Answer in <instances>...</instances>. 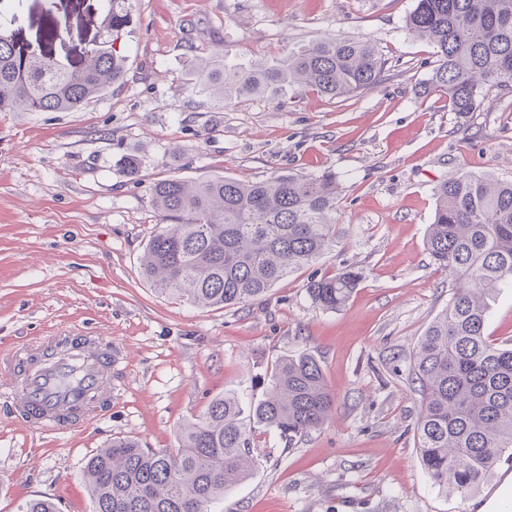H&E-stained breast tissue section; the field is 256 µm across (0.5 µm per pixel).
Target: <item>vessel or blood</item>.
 <instances>
[{
    "instance_id": "obj_1",
    "label": "vessel or blood",
    "mask_w": 512,
    "mask_h": 512,
    "mask_svg": "<svg viewBox=\"0 0 512 512\" xmlns=\"http://www.w3.org/2000/svg\"><path fill=\"white\" fill-rule=\"evenodd\" d=\"M112 339L51 336L0 356V396L34 430L87 426L112 406Z\"/></svg>"
}]
</instances>
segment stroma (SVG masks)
<instances>
[{"instance_id":"1","label":"stroma","mask_w":512,"mask_h":512,"mask_svg":"<svg viewBox=\"0 0 512 512\" xmlns=\"http://www.w3.org/2000/svg\"><path fill=\"white\" fill-rule=\"evenodd\" d=\"M415 0H129L115 44L125 75L76 112L0 113V352L63 332L111 336L112 407L89 427L29 431L0 397V512L48 498L94 512L88 459L113 438L178 446L181 425L217 396L260 398L268 366L302 352L335 396L334 421L303 439L258 435L257 467L214 512H477L512 499L499 464L461 498L433 488L412 424L410 355L453 282L426 250L433 188L456 170L512 180V93L485 87L467 117L417 89L436 65L409 36ZM102 0H6L0 29L19 46L79 64L105 41ZM325 37L367 40L387 61L372 90L310 89L217 105L190 59L223 45L240 62L275 59ZM141 160L129 173L125 159ZM335 171L346 235L261 300L199 308L158 293L141 257L161 217L150 185L227 175ZM352 266L362 282L336 311L306 294L313 274Z\"/></svg>"}]
</instances>
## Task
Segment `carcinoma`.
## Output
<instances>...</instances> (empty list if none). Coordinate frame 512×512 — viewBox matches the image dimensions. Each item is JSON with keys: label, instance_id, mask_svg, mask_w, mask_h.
Masks as SVG:
<instances>
[{"label": "carcinoma", "instance_id": "obj_1", "mask_svg": "<svg viewBox=\"0 0 512 512\" xmlns=\"http://www.w3.org/2000/svg\"><path fill=\"white\" fill-rule=\"evenodd\" d=\"M105 2L108 40L78 67L44 53L26 56L0 32V112L80 111L123 78L124 57L109 41L129 27L128 0ZM405 29L436 48L421 94L446 97L458 116L477 110L486 85L512 91V0H417ZM384 67L374 45L340 37L271 62L239 63L219 49L192 63L198 85L221 104L286 87L353 95L373 89ZM340 195L330 170L255 182L225 175L158 180L150 196L164 224L146 245L142 274L160 293L197 306L246 305L336 246ZM434 196L426 247L454 288L410 359L409 379L420 395L414 436L432 485L465 497L503 457L512 459V343L495 344L485 334L490 298L512 285V181L460 172L440 180ZM361 278L353 268L315 275L306 291L318 308L336 311ZM267 374L262 398H214L181 429L173 451L117 438L96 452L83 471L94 512H212L253 474L257 434L273 431L292 442L334 419L335 396L312 355L280 357ZM21 512L59 508L36 498Z\"/></svg>", "mask_w": 512, "mask_h": 512}]
</instances>
